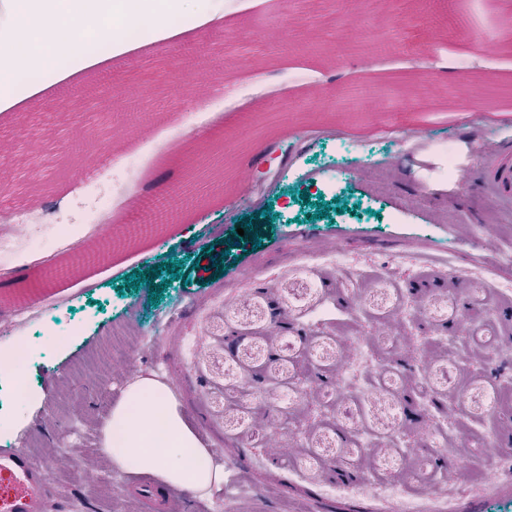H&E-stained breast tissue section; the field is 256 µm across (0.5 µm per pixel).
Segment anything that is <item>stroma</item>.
Listing matches in <instances>:
<instances>
[{"mask_svg":"<svg viewBox=\"0 0 512 512\" xmlns=\"http://www.w3.org/2000/svg\"><path fill=\"white\" fill-rule=\"evenodd\" d=\"M205 5L185 0L189 31L113 56L111 87L90 69L28 112L0 111V131L29 119L58 136L37 153L14 145L31 163L44 151L58 162L41 170L46 223L0 250V289L39 288L67 310L30 338L27 383L43 402L7 407L14 427L0 446L46 465L56 512L75 500L136 512L127 475L99 449L127 379L82 370L130 324L139 371L171 374L185 420L224 451L205 512H398L407 498L421 512H512V407L491 401L505 391L496 356L512 351V207L489 196L481 160L440 184L435 158L411 156L404 139L410 127L451 147L475 137L467 115L481 112L512 142V0H226L219 22ZM69 91L85 123L112 129L111 153L66 138ZM215 141L224 179L165 224L166 251L144 237L137 254L115 250L65 277L56 225L82 226L69 248L86 250L98 205L119 191L169 199ZM323 162L340 193L317 180ZM370 164L387 165L383 180L366 178ZM498 209L491 253L465 228ZM169 261L179 278L157 302L148 285L126 287L125 275ZM412 385L440 402L413 421L402 400ZM493 434L498 447L483 453ZM390 459L403 465L386 475L388 495L374 481ZM90 466L101 480L81 485ZM336 469L356 481L331 483Z\"/></svg>","mask_w":512,"mask_h":512,"instance_id":"35a3bbf8","label":"stroma"}]
</instances>
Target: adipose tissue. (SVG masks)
I'll use <instances>...</instances> for the list:
<instances>
[{
	"label": "adipose tissue",
	"mask_w": 512,
	"mask_h": 512,
	"mask_svg": "<svg viewBox=\"0 0 512 512\" xmlns=\"http://www.w3.org/2000/svg\"><path fill=\"white\" fill-rule=\"evenodd\" d=\"M0 3L13 20L0 37V107L19 105L26 95L49 89L51 81L71 77L76 68L105 61V54L90 47L96 24L112 11V0ZM27 71L44 80L23 92L17 77ZM100 447L115 470L151 474L169 489L205 495L224 482L223 467L207 462V451L185 422L170 386L152 373L136 375L113 403L100 428Z\"/></svg>",
	"instance_id": "obj_1"
}]
</instances>
